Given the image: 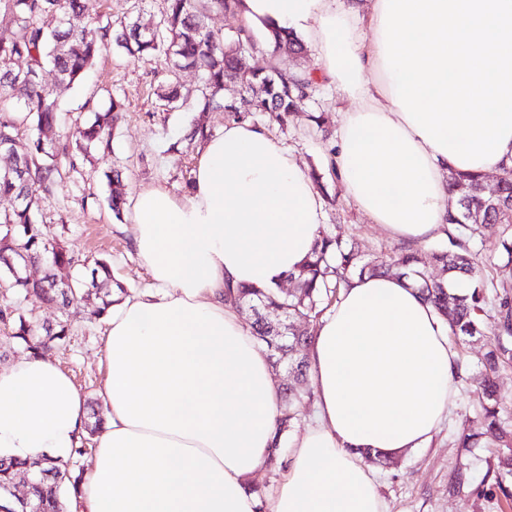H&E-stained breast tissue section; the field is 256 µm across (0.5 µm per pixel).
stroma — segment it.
Instances as JSON below:
<instances>
[{"label":"stroma","mask_w":512,"mask_h":512,"mask_svg":"<svg viewBox=\"0 0 512 512\" xmlns=\"http://www.w3.org/2000/svg\"><path fill=\"white\" fill-rule=\"evenodd\" d=\"M162 60L133 61L114 51L100 57L85 80L61 103L63 127L90 119V109L104 105L109 95L124 96L127 110L112 135V147L94 154L68 170L62 187L40 196L37 220L50 235L60 236L64 245L83 259L81 266L57 269L62 279H89L96 260L112 264L113 281L129 288H145L150 277L132 244V225L116 220L106 202L107 174L123 171L128 195L141 189L162 186L179 193L191 178L199 159L198 148L183 154L169 150L196 120V113L168 111L157 92ZM349 103L336 88L323 84L307 98L288 125L282 126L263 112H252L248 122L264 127L293 151L300 163L322 174L325 230L340 234L369 254L394 247L395 242L379 225L370 223L345 195L334 171L332 155L340 114ZM324 112L329 117L327 132L315 131L311 117ZM69 340L54 348L51 359L67 372L88 400L98 398L104 372L101 321L90 320L86 311L71 309ZM483 336L452 339L458 354L460 378L458 397L431 443L404 451L387 470H376L378 491L389 512H512V477L496 481L498 449L490 438L478 447L462 448L458 436L479 433L475 396L478 360L486 349ZM464 473L463 486H453L456 473Z\"/></svg>","instance_id":"obj_1"}]
</instances>
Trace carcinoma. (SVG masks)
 <instances>
[{
  "label": "carcinoma",
  "mask_w": 512,
  "mask_h": 512,
  "mask_svg": "<svg viewBox=\"0 0 512 512\" xmlns=\"http://www.w3.org/2000/svg\"><path fill=\"white\" fill-rule=\"evenodd\" d=\"M236 0H166L161 18L148 25L125 16L112 20H95L87 13L85 0H0V12L8 17L11 33L0 37V157L9 164L0 167V196L13 201L12 208L0 214V272L5 274L8 289L19 298L31 294L62 310V318L53 325L37 326L23 315H14L9 307H0V322L12 328L10 338L17 350L29 356H43L66 341L70 332L67 310L80 301L96 298L99 303L90 311L100 319L112 305V268L103 260L95 262L91 281L79 279L62 282L54 274L34 280L18 269V257L24 253L31 262L49 259L52 267H76L82 259L67 250L61 241L47 237L36 222L35 207L41 192L49 193L62 181V164L76 166V155L87 157L93 151L110 149L125 104L119 97H109L108 105L93 110V117L70 133L77 154L59 144L60 104L69 91L82 82L97 57L117 47L132 60L164 57L165 89L161 99L167 110L188 107L181 96L178 77L181 71L196 69L204 79V88L189 107L197 112L220 111L236 121L243 119L241 106L234 99L224 98L228 83L238 84L252 93L256 112H268L283 125L288 115L298 108L309 92L317 86L314 76L295 67L274 68L262 74L246 65V57L259 48L252 33L239 26L235 31L221 32L210 28L209 13L213 10L234 15ZM59 15L63 23L49 30L43 19ZM273 55L286 53L292 58L305 52L303 41L289 34L275 33L267 47ZM51 68L55 81L43 80V72ZM28 131L26 140L20 130ZM210 136L207 126L198 121L191 125L181 140L169 151L179 153L183 145L200 142ZM110 193L108 206L115 218L122 219L127 199L121 171L107 176ZM485 177L452 172L448 176V193L455 206L448 210L446 244L434 250L432 260L441 274L432 275L421 250L400 246L389 254L368 257L356 245L338 234L322 231L310 257L295 273L288 274L293 288L269 291L241 288L224 293V301L236 306L259 307L261 317L251 323L257 344L268 349L273 371L288 366V386L279 390L281 416L276 429L274 448L268 463L276 462L284 447L288 431L298 420L295 403L301 400L302 383L308 376L306 356L300 348L309 347L313 326L322 313L320 306L339 299L342 288L357 276L392 275L414 277L423 299L449 322L453 336H482L486 321H493L495 340L512 335V292L502 284H488L478 276L474 239L487 226L499 224L502 230L498 245L512 262V170L498 176L494 194L485 192ZM465 276L472 282L461 294L448 292L445 279ZM500 287L503 293L489 297L487 288ZM276 314L288 323L302 321L306 327L299 333H288V358L269 349L270 335L266 316ZM506 350L496 344L489 347L481 360L482 372L477 397L485 433L499 442L500 453L497 483L512 476V430L504 427L500 413L503 397L496 376ZM73 449L63 461L37 455L26 460L0 458V507L10 509L5 495L16 487L17 476L33 470L43 462L45 476L31 479L22 487V494L38 504V512H66V497L78 495L80 476L74 474L78 459L88 453L87 444Z\"/></svg>",
  "instance_id": "obj_1"
}]
</instances>
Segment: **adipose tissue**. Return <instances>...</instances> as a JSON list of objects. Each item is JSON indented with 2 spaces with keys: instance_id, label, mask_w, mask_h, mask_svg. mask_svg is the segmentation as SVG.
I'll return each mask as SVG.
<instances>
[{
  "instance_id": "ef3b65f1",
  "label": "adipose tissue",
  "mask_w": 512,
  "mask_h": 512,
  "mask_svg": "<svg viewBox=\"0 0 512 512\" xmlns=\"http://www.w3.org/2000/svg\"><path fill=\"white\" fill-rule=\"evenodd\" d=\"M260 42L292 31L350 106L333 153L348 198L392 239L448 227V175L512 168V0H237ZM151 283L113 290L104 423L82 512H388L360 455L427 445L457 396L449 327L411 280L352 278L308 351L314 419L265 496L279 382L225 288L274 289L320 237L310 170L264 127L206 139L189 189L140 190ZM87 407L46 358L0 367V456L68 458Z\"/></svg>"
}]
</instances>
